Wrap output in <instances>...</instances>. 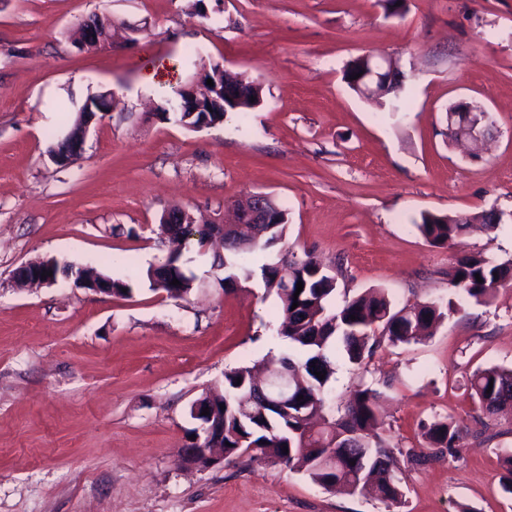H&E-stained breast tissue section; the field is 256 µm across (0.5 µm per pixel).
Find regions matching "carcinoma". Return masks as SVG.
I'll return each mask as SVG.
<instances>
[{
    "instance_id": "1",
    "label": "carcinoma",
    "mask_w": 512,
    "mask_h": 512,
    "mask_svg": "<svg viewBox=\"0 0 512 512\" xmlns=\"http://www.w3.org/2000/svg\"><path fill=\"white\" fill-rule=\"evenodd\" d=\"M366 66L367 61L358 57L345 69L344 79L356 92L359 80L353 76ZM468 227L467 218L431 212L422 214L416 225L431 246L448 245ZM287 228L288 213L281 207L274 212L272 229L259 242L230 231L221 243V253L211 247L212 238L220 234L218 227L187 224L182 237L165 239L176 248L161 266L149 267L146 277L152 289L167 293L171 299L185 298L193 289L194 276L184 272L179 260L185 243L193 239L198 252L212 254V266L222 270L224 289L247 283L258 273L265 290L275 293L280 301L286 317L280 335L295 353L269 359L266 365L275 363L288 370V379L304 395L305 402L298 407L272 408L254 397L256 377L252 368L241 366L225 372L220 401L224 408L216 410L215 418L224 422L226 458L249 454L256 459H270L291 472L304 474L326 490L341 484L354 493L367 491L388 507L399 505L403 493L389 466L392 449L379 434L385 425L377 412L380 393L369 387L355 389L344 414L326 430H315L314 420L324 411L323 393L334 374L335 356L359 365L384 339L392 344H409L432 335L445 313L435 302L397 309L380 291L358 295L333 308L337 274L309 255L304 259H271L270 250L282 242ZM448 277L450 287L467 299L486 305L496 288L512 280V262L495 264L480 254H470L457 260ZM174 279L180 285H173ZM299 282L303 283V290L298 293ZM316 370L325 378H317ZM465 385L488 416L512 405L511 368L477 369ZM423 438L429 452L411 448L406 452L410 460L423 462L452 454L460 429L446 418L437 419L425 427Z\"/></svg>"
}]
</instances>
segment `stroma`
<instances>
[{"mask_svg":"<svg viewBox=\"0 0 512 512\" xmlns=\"http://www.w3.org/2000/svg\"><path fill=\"white\" fill-rule=\"evenodd\" d=\"M0 0V512H512L501 465L512 411H479L467 376L512 367V281L487 305L448 285L457 259L512 261V0ZM106 12L144 23L135 45L78 50V19ZM371 54L406 76L405 108L352 91L347 64ZM173 63L141 83L145 59ZM263 87L245 115L191 130L158 113L202 64ZM113 93L80 157L61 168L46 148L70 127L72 100ZM466 100L492 113L479 158L448 138L446 110ZM269 193L288 211L282 243L336 268L334 305L370 290L395 306L435 302L433 336L381 344L363 365L337 359L324 393L332 416L352 389L383 392L382 433L402 502L332 491L270 460L243 455L200 471L176 464L192 403L225 371L288 352L280 302L260 280L223 290L211 257L185 248L194 288L152 290L168 251L162 213L234 219L229 205ZM494 208L433 247L422 213ZM54 258L129 282L126 296L72 283L21 288L22 263ZM456 423L452 456L418 465L422 426Z\"/></svg>","mask_w":512,"mask_h":512,"instance_id":"1","label":"stroma"}]
</instances>
